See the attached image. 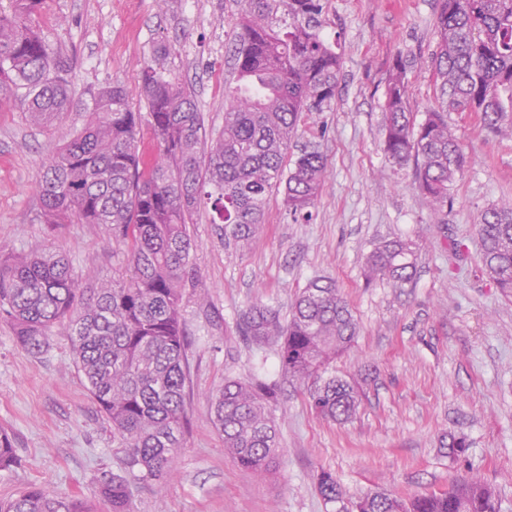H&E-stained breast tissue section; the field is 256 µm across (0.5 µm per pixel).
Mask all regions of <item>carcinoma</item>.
Segmentation results:
<instances>
[{
	"mask_svg": "<svg viewBox=\"0 0 512 512\" xmlns=\"http://www.w3.org/2000/svg\"><path fill=\"white\" fill-rule=\"evenodd\" d=\"M45 0L0 6V106L45 127L70 103V68L41 35ZM229 52L235 82L224 90V128L207 135L194 96L161 65L172 46L159 43L140 68L148 108L142 115L117 81L97 88L82 129L41 165L37 193L46 224H102L122 250L125 270L107 284L76 275L60 250L0 254V319L17 344L37 357L52 329L67 325L73 363L89 395L129 449L127 470L142 480L167 474L187 429L189 383L182 314L184 289L196 275L187 225L209 206L224 239L251 241L269 193L283 189L288 213H309L327 178V161L305 151L285 165L303 114L322 112L335 97L340 58L322 34L323 0H240ZM440 104L420 120L409 112L407 61L399 56L385 79L383 152L413 165L414 184L436 214L444 212L468 160L449 112H477L483 128L512 138V0H440L433 58ZM159 142V156L141 159L142 125ZM484 271L512 292V201L492 206L478 227ZM415 251L396 239L375 245L365 278L411 283ZM242 335L274 343L282 372L306 385L311 409L327 421H350L362 402L358 387L326 376L358 335L349 303L330 280H314L296 295L288 321L254 304ZM276 386L227 380L212 400V425L245 470L264 473L278 452L268 413ZM20 465L12 437L0 429V471ZM97 495L110 512H131L128 479L105 471ZM325 503L343 512H501L495 491L464 478L446 491L408 500L368 493L348 504L332 473L317 475ZM0 512H95L76 496L31 484Z\"/></svg>",
	"mask_w": 512,
	"mask_h": 512,
	"instance_id": "1",
	"label": "carcinoma"
}]
</instances>
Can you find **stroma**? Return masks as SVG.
<instances>
[{"instance_id": "35a3bbf8", "label": "stroma", "mask_w": 512, "mask_h": 512, "mask_svg": "<svg viewBox=\"0 0 512 512\" xmlns=\"http://www.w3.org/2000/svg\"><path fill=\"white\" fill-rule=\"evenodd\" d=\"M237 10L235 0L191 7L169 0L163 12L155 0H46L40 30L71 67L73 103L46 129L19 110H0V247L57 248L77 275L111 280L123 255L104 225L41 223V163L83 126L89 89L116 80L143 106L139 68L161 40L173 46L165 69L190 88L206 128L222 129L224 45ZM438 11L439 0H325L323 32L340 55L338 85L298 136L327 159L324 190L309 217L297 220L282 194L271 195L259 235L243 248L225 243L209 212L191 225L197 281L183 298L191 430L164 478L131 480L132 512H331L315 487L322 470L352 501L369 492L407 498L476 476L495 488L502 512H512V295L485 274L478 235L482 213L512 199V140L486 136L475 113H449L470 162L442 224L411 167L390 164L381 149L384 82L395 56L408 62L414 117L437 105ZM393 239L415 247L413 283L366 282L374 244ZM452 239L462 245L453 263ZM319 278L335 282L359 327L332 364L364 393L343 425L314 414L303 386L282 372L275 345L252 344L239 330L254 302L288 316L296 294ZM229 379L278 386L270 413L280 452L268 472L240 468L212 426V399ZM0 426L22 460L0 472V498L41 484L93 503L97 476L124 471L126 450L86 391L65 328H54L47 352L34 357L0 321ZM453 436L469 443L455 459Z\"/></svg>"}]
</instances>
